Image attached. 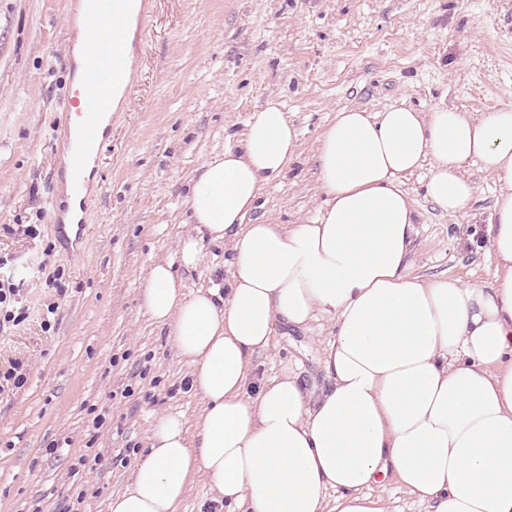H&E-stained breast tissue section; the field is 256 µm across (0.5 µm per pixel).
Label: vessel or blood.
Masks as SVG:
<instances>
[{"mask_svg": "<svg viewBox=\"0 0 512 512\" xmlns=\"http://www.w3.org/2000/svg\"><path fill=\"white\" fill-rule=\"evenodd\" d=\"M80 21L96 31L85 43L78 66L86 78L71 87L64 134L69 150V185L83 193L88 184L86 163L99 152L112 121L115 103L133 93L130 54L142 51L148 11L143 0H82Z\"/></svg>", "mask_w": 512, "mask_h": 512, "instance_id": "1", "label": "vessel or blood"}]
</instances>
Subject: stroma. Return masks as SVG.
I'll use <instances>...</instances> for the list:
<instances>
[{"label": "stroma", "instance_id": "stroma-1", "mask_svg": "<svg viewBox=\"0 0 512 512\" xmlns=\"http://www.w3.org/2000/svg\"><path fill=\"white\" fill-rule=\"evenodd\" d=\"M69 0H0V259L18 272L43 255L62 292L25 291L24 323L0 327V370L27 367L22 388L0 393V512H108L130 485L159 417L196 434L204 401L190 365L142 306L153 262L176 261L194 231L184 193L243 132L259 106L281 103L299 155L265 187L257 216L308 224L325 195L315 158L338 112H420L447 106L481 115L512 105V0H154L135 90L116 112L100 156V184L76 237L58 224L67 148L60 141L76 26ZM430 161L401 175L419 214L410 272L491 279L485 232L497 187L478 166L468 215L424 195ZM230 244L206 245L183 272L188 291L223 284ZM333 321L277 323L254 364V385L285 372L324 384Z\"/></svg>", "mask_w": 512, "mask_h": 512}]
</instances>
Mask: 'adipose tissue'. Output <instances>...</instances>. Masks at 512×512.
I'll list each match as a JSON object with an SVG mask.
<instances>
[{"label": "adipose tissue", "mask_w": 512, "mask_h": 512, "mask_svg": "<svg viewBox=\"0 0 512 512\" xmlns=\"http://www.w3.org/2000/svg\"><path fill=\"white\" fill-rule=\"evenodd\" d=\"M297 148L271 99L188 184L197 233L177 264L151 266L142 302L191 364L205 409L192 439L181 417L156 420L109 512H176L199 471L224 512H387L368 489L390 473L429 512H512V106L477 118L340 112L316 155L325 201L314 223H247ZM427 156L425 192L441 212L467 214L477 191L467 165L497 184L491 280L410 274L419 225L398 177ZM227 238L223 289L186 293L175 266L195 268L205 244ZM321 315L335 321L326 387L288 373L248 395L276 323L304 328Z\"/></svg>", "instance_id": "adipose-tissue-1"}]
</instances>
